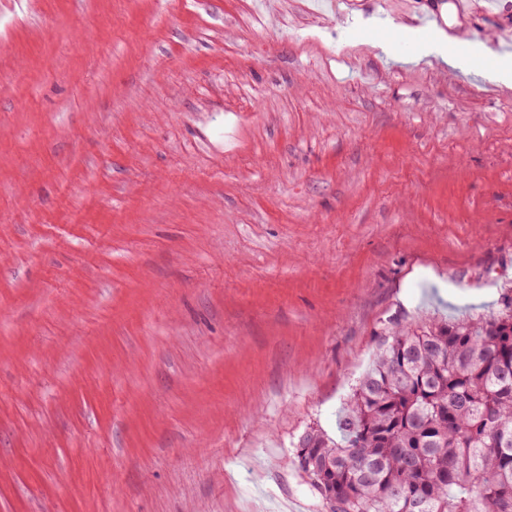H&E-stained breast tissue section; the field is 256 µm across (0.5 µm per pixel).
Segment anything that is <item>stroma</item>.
<instances>
[{
  "label": "stroma",
  "instance_id": "stroma-1",
  "mask_svg": "<svg viewBox=\"0 0 512 512\" xmlns=\"http://www.w3.org/2000/svg\"><path fill=\"white\" fill-rule=\"evenodd\" d=\"M0 10V512H329L381 342L512 289V0Z\"/></svg>",
  "mask_w": 512,
  "mask_h": 512
}]
</instances>
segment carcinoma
<instances>
[{
  "mask_svg": "<svg viewBox=\"0 0 512 512\" xmlns=\"http://www.w3.org/2000/svg\"><path fill=\"white\" fill-rule=\"evenodd\" d=\"M501 302L392 332L342 441L302 435L296 468L330 512H512V295Z\"/></svg>",
  "mask_w": 512,
  "mask_h": 512,
  "instance_id": "cac0c4a2",
  "label": "carcinoma"
}]
</instances>
